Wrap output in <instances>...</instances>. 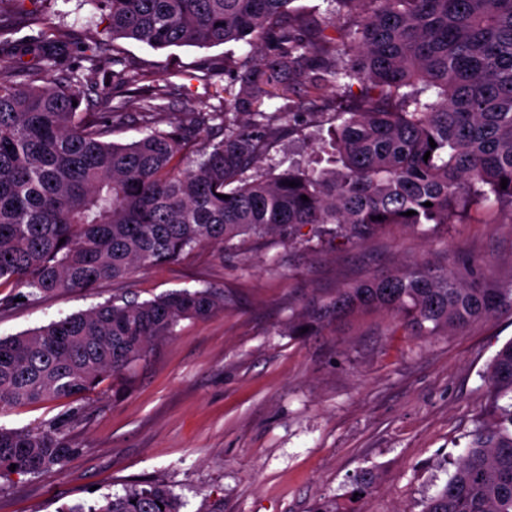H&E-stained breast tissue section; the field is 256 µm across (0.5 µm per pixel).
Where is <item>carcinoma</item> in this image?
<instances>
[{
    "mask_svg": "<svg viewBox=\"0 0 512 512\" xmlns=\"http://www.w3.org/2000/svg\"><path fill=\"white\" fill-rule=\"evenodd\" d=\"M52 2L0 0V286L27 289L1 298L4 309L16 298L35 301L131 279L204 242L291 238L306 225L320 238L327 224L336 225V237L358 242L387 224H453L491 199L512 206V0H327L334 15L371 4L352 31L328 21L334 40L353 48L321 78L338 91L354 80L365 83L369 106L336 115L331 141L322 146L329 166L292 162L269 179L244 177L262 142L227 107L118 143L112 132L124 118L122 106L110 112L80 106L90 87L104 82L112 92L145 78L126 69L106 73L116 40L153 49L274 40L291 60L306 50L288 34L293 0H93L105 26L84 45L88 66L79 74L61 61L64 41ZM18 21L36 34L11 38ZM32 50L39 70L57 77L17 88L20 59ZM166 99L164 91L142 95L143 116L159 114ZM214 129L224 138L185 163L195 142ZM410 210L415 214L406 215ZM483 265L467 260L465 277L448 267L417 268L341 288L288 332L299 336L304 327L369 308L393 311L418 336L511 313L512 283L481 287ZM222 308L224 296L208 289L142 302L115 297L0 339V409L91 392L104 376L145 359L180 321ZM485 379L489 406L422 512H512V341L492 358ZM73 451L57 423L0 428V472L13 465L20 474L47 473ZM180 507L165 485L154 483L68 512Z\"/></svg>",
    "mask_w": 512,
    "mask_h": 512,
    "instance_id": "obj_1",
    "label": "carcinoma"
}]
</instances>
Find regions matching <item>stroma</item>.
<instances>
[{
	"mask_svg": "<svg viewBox=\"0 0 512 512\" xmlns=\"http://www.w3.org/2000/svg\"><path fill=\"white\" fill-rule=\"evenodd\" d=\"M55 8L64 16L63 60L77 67L101 13L88 0H56ZM292 8L295 34L310 49L283 76L288 92L280 97L270 95L271 42L256 56L243 43L154 49L118 40L112 57L118 69L146 71L160 86L179 70L157 117L163 128L218 109L223 89L251 80L266 114L253 172L275 175L291 160L316 156L337 111L364 94L357 82L342 96L314 83L345 51L318 35L327 0H294ZM206 62L223 64V74L204 77ZM465 257L486 261V287L512 283V207L490 203L453 224H388L358 243L319 241L306 226L290 240L206 243L125 282L0 309L5 338L121 294L224 295L223 310L181 321L174 336L93 392L1 411L6 429L71 418L76 452L47 474L0 473V512H65L145 482L167 485L180 512H420L489 405L484 372L512 340V315L440 336L414 335L386 309L331 320L307 336L289 335L288 324L337 289Z\"/></svg>",
	"mask_w": 512,
	"mask_h": 512,
	"instance_id": "stroma-1",
	"label": "stroma"
}]
</instances>
